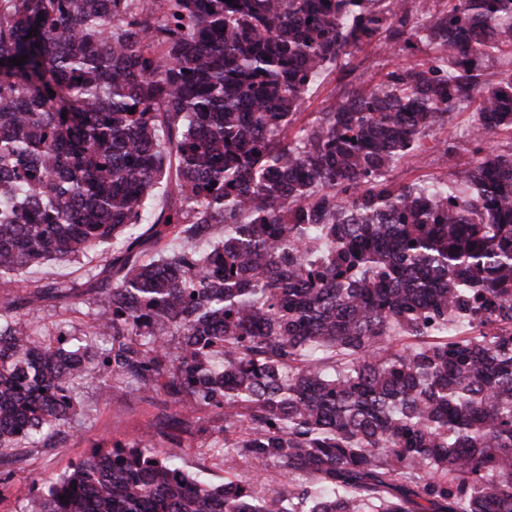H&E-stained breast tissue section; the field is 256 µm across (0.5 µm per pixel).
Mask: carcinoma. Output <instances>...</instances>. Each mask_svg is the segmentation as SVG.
<instances>
[{"label": "carcinoma", "instance_id": "cac0c4a2", "mask_svg": "<svg viewBox=\"0 0 512 512\" xmlns=\"http://www.w3.org/2000/svg\"><path fill=\"white\" fill-rule=\"evenodd\" d=\"M372 45L430 53L296 125ZM506 47L512 0H0V275L112 251L19 298L90 296L84 337L0 313V463L58 447L85 380L179 407L20 512H512ZM468 108L467 166L393 178ZM210 429L221 485L183 464Z\"/></svg>", "mask_w": 512, "mask_h": 512}]
</instances>
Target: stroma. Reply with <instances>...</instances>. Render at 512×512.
<instances>
[{
    "instance_id": "stroma-1",
    "label": "stroma",
    "mask_w": 512,
    "mask_h": 512,
    "mask_svg": "<svg viewBox=\"0 0 512 512\" xmlns=\"http://www.w3.org/2000/svg\"><path fill=\"white\" fill-rule=\"evenodd\" d=\"M364 54L371 61V68L357 67L349 77L333 72L324 75L307 95L299 117L300 123L310 121L312 114L334 102L345 82L356 84L371 83L377 72L396 63H413L419 60V53L395 55L386 49L370 47ZM443 132L426 137L421 148L402 160L394 169V176L402 182L410 183L419 179L447 174L448 164L440 159ZM106 257L101 252H93L76 262L48 263L35 266L15 274L0 276V308L9 307L23 295L22 285L27 280H49L65 283H79L86 269L104 268ZM25 319L37 325L41 337L53 334L55 325L65 319L71 320L78 330H86L95 317V308L87 298L77 297L69 304L43 302L23 308ZM157 411L146 400L138 403L116 404L106 400L97 383H83L76 402V413L66 426L67 442L64 447L50 451L41 448L26 449L21 461L11 464V479L0 484V512H18L40 490L42 481L57 477L72 469L84 459L95 444L112 445L126 442L140 436L147 428L155 426Z\"/></svg>"
}]
</instances>
